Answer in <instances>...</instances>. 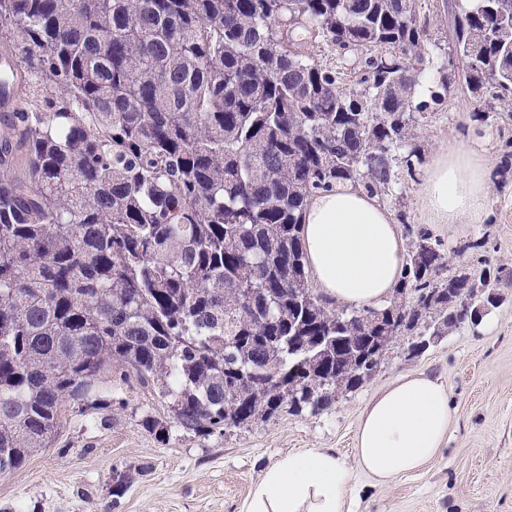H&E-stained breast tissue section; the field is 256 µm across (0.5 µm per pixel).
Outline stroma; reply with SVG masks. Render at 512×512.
Segmentation results:
<instances>
[{
	"label": "stroma",
	"mask_w": 512,
	"mask_h": 512,
	"mask_svg": "<svg viewBox=\"0 0 512 512\" xmlns=\"http://www.w3.org/2000/svg\"><path fill=\"white\" fill-rule=\"evenodd\" d=\"M429 23L423 42L420 88L432 87L448 71V0H415ZM302 54L344 71L355 86L370 52L342 49L323 40L302 44ZM493 99L450 89L443 103L425 111L414 142L422 159L442 145L469 138L493 160L512 137V105L500 108L492 125L477 126L474 113ZM423 173L401 172L402 194L391 205L414 228H427L448 257V272L482 268L478 252L458 258L459 247L486 239L493 259L512 277V183L492 187L487 224H426L418 205ZM503 302L478 324L465 323L420 355L397 341L381 369L357 389L340 394L313 415L282 414L247 427L201 436L173 422L168 400L119 374L100 379L97 408L70 405L48 447L18 469L0 475V512H241L262 472L280 456L304 448H333L351 459L359 413L380 389L399 376L426 372L445 383L451 400L448 440L423 472L388 485L360 471L351 476V512H512V287ZM167 424L158 440L141 423L144 415ZM127 490L112 494L115 473Z\"/></svg>",
	"instance_id": "stroma-1"
}]
</instances>
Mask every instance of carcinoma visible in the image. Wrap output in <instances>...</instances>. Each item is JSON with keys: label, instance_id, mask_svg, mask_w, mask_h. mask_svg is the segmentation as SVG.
<instances>
[{"label": "carcinoma", "instance_id": "1", "mask_svg": "<svg viewBox=\"0 0 512 512\" xmlns=\"http://www.w3.org/2000/svg\"><path fill=\"white\" fill-rule=\"evenodd\" d=\"M304 29L388 44L357 86L291 50ZM427 22L413 0H0L19 109L0 116V474L45 448L70 400L117 370L196 434L312 414L366 376L359 351L416 355L465 319L501 267L443 276L414 234L396 293L331 308L312 287L302 218L319 190L381 199L415 167ZM456 83L512 100V0L453 19ZM315 386L312 401L288 400Z\"/></svg>", "mask_w": 512, "mask_h": 512}]
</instances>
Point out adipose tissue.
<instances>
[{"mask_svg":"<svg viewBox=\"0 0 512 512\" xmlns=\"http://www.w3.org/2000/svg\"><path fill=\"white\" fill-rule=\"evenodd\" d=\"M492 174L491 159L467 140L435 151L419 192L428 223H485ZM303 238L313 287L339 306L382 305L406 259L392 213L349 183L311 198ZM450 417L448 389L439 379L424 372L402 375L362 409L353 464L331 448L288 453L265 469L244 512H348L351 467L380 483L423 471L440 454Z\"/></svg>","mask_w":512,"mask_h":512,"instance_id":"obj_1","label":"adipose tissue"}]
</instances>
